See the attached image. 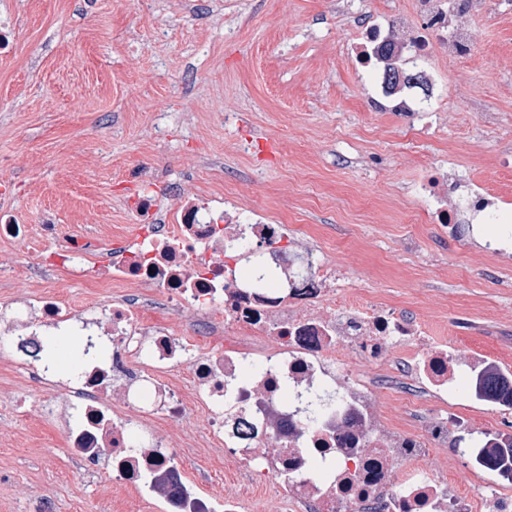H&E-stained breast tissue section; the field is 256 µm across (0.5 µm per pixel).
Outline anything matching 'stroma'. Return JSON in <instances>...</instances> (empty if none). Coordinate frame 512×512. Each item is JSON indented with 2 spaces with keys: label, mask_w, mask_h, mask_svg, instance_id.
Wrapping results in <instances>:
<instances>
[{
  "label": "stroma",
  "mask_w": 512,
  "mask_h": 512,
  "mask_svg": "<svg viewBox=\"0 0 512 512\" xmlns=\"http://www.w3.org/2000/svg\"><path fill=\"white\" fill-rule=\"evenodd\" d=\"M455 14L471 50L403 54L429 93L382 92L381 64L356 60L364 29L411 42L414 0H0V211L107 246L138 223L141 184L162 204L258 211L339 267L337 293L378 302L453 342L457 357L512 371V242L494 228L449 232L433 204L460 209L474 184L503 197L512 225V9ZM101 318L122 288L30 274ZM384 421L407 398L387 365L356 366ZM34 389L0 341V512H162L100 463L72 459L65 424L18 417ZM470 431L512 432L495 405L457 398ZM185 477L249 512H285L281 478L244 473L194 413L160 421Z\"/></svg>",
  "instance_id": "35a3bbf8"
}]
</instances>
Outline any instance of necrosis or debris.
I'll list each match as a JSON object with an SVG mask.
<instances>
[{"label":"necrosis or debris","mask_w":512,"mask_h":512,"mask_svg":"<svg viewBox=\"0 0 512 512\" xmlns=\"http://www.w3.org/2000/svg\"><path fill=\"white\" fill-rule=\"evenodd\" d=\"M426 18L414 41L420 56L434 43L462 55L470 42L464 28L448 25L445 0H418ZM144 222L135 236L113 239L106 258L87 265L91 244L75 239L50 249L58 238L53 224L32 230L0 213V241L23 244V252L0 256L4 268L53 271L68 267L87 283L128 286L106 310V323L92 325L83 311L51 290L29 295L26 282L16 297L30 317L13 327L8 347L17 368L35 381L48 378L42 365L44 332L80 326L86 353L63 386L67 446L73 457L107 459L115 480L143 495L163 498L165 512H247L234 495L196 491L153 428L156 409L179 421L190 410L207 419V436L252 469L265 459V473L285 478L287 512H512V474L499 470L491 484L459 490L426 465L432 449L470 455L486 471L480 449L462 446L464 422L455 412L421 419H381L369 385L350 379L349 361L374 367L393 358L414 375L436 402L456 395L461 371L453 345L431 341L427 331L399 313L336 294L334 268L299 271L286 287L266 288L258 276L292 266L299 246L284 224L228 212L213 223L205 205L182 202L166 223L154 187L138 198ZM252 257L254 274L236 269ZM189 319L192 333L177 336L172 322ZM187 366L191 387L170 374ZM141 420L135 438L129 415ZM401 478H394L396 467Z\"/></svg>","instance_id":"necrosis-or-debris-1"}]
</instances>
